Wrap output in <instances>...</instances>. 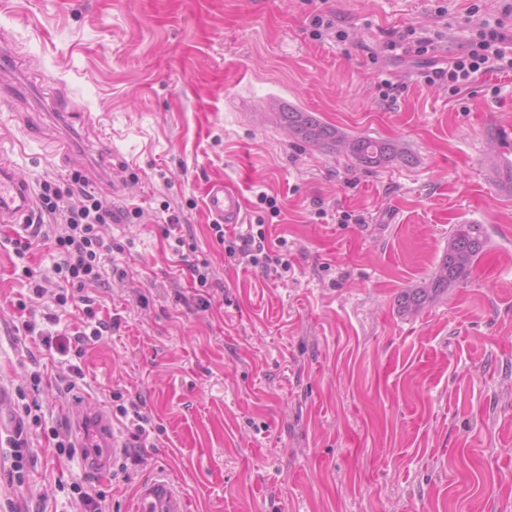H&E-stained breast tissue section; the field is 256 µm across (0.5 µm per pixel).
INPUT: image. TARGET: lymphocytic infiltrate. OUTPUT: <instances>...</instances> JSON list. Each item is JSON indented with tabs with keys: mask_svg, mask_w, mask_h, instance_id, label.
<instances>
[{
	"mask_svg": "<svg viewBox=\"0 0 512 512\" xmlns=\"http://www.w3.org/2000/svg\"><path fill=\"white\" fill-rule=\"evenodd\" d=\"M506 40V35L499 28L483 29L476 39L467 42L463 50L456 54L448 68L432 71L427 77L428 82L443 80L451 90L457 91L479 75L512 71V54L506 53L503 48ZM37 199L32 221L45 233L53 235L59 256L55 265L58 282L53 304L61 310L82 305L84 317L92 324L89 332L76 333L72 338L64 336L57 340L52 333L42 334L45 345H57L65 353L69 351L71 342L83 343L90 338L96 340L110 329L108 323L98 320L95 309L88 306L82 294L83 288L91 283H104L112 277L124 278L126 272L110 263L113 244L105 232V226L115 219L112 207L90 190L82 175L72 174L69 181L62 184L40 180ZM264 242V231L249 230L228 241L227 253L229 257L266 273L287 269V251L267 250ZM31 382V389L16 387L9 407L16 423L12 435L7 439L12 458L7 482L12 486H23L27 479L29 433L32 426L42 422L38 400L41 374L33 373Z\"/></svg>",
	"mask_w": 512,
	"mask_h": 512,
	"instance_id": "f902f5d3",
	"label": "lymphocytic infiltrate"
}]
</instances>
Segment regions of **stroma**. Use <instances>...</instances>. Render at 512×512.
<instances>
[{
    "mask_svg": "<svg viewBox=\"0 0 512 512\" xmlns=\"http://www.w3.org/2000/svg\"><path fill=\"white\" fill-rule=\"evenodd\" d=\"M336 17L316 36L313 15ZM512 28V0H0V159L28 182L80 172L112 204L106 228L124 282L84 290L112 328L85 342L69 392L45 389L23 486L8 500L74 512L86 478L109 512H131L165 473L189 512H512V73L452 92L389 44L412 25L443 32L438 62L485 24ZM391 91H384V83ZM292 110L349 136L397 144L366 168L302 141ZM68 135L70 159L56 156ZM112 143L98 176V148ZM234 184L246 221L285 241L288 272L229 258L204 207ZM141 219L126 221L127 213ZM191 225L213 272L198 305L157 224ZM490 244L468 278L417 312L452 225ZM0 224V382L67 376L68 358L25 335L24 267L55 282L51 245L18 258ZM143 400L150 445L111 472L56 457L47 434L84 393Z\"/></svg>",
    "mask_w": 512,
    "mask_h": 512,
    "instance_id": "stroma-1",
    "label": "stroma"
}]
</instances>
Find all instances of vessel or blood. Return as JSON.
<instances>
[{"instance_id": "vessel-or-blood-1", "label": "vessel or blood", "mask_w": 512, "mask_h": 512, "mask_svg": "<svg viewBox=\"0 0 512 512\" xmlns=\"http://www.w3.org/2000/svg\"><path fill=\"white\" fill-rule=\"evenodd\" d=\"M34 203V193L28 183L9 171L0 172V224H26ZM205 208L216 224L229 227L245 221L239 192L221 180L207 185ZM75 433L80 447L88 449L89 460L99 472H107L113 460L125 451L103 407L83 405L78 412ZM132 512H186V501L166 477L159 475L138 485Z\"/></svg>"}]
</instances>
